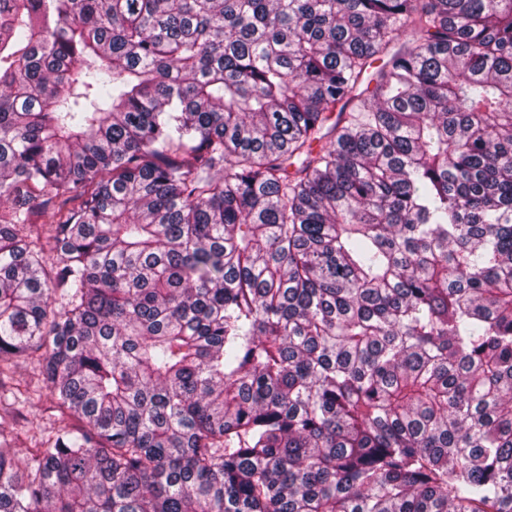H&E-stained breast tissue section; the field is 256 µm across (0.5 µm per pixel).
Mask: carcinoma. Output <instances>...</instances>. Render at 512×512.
I'll return each instance as SVG.
<instances>
[{
  "mask_svg": "<svg viewBox=\"0 0 512 512\" xmlns=\"http://www.w3.org/2000/svg\"><path fill=\"white\" fill-rule=\"evenodd\" d=\"M23 362L0 512H512V0H0ZM38 384L41 387V398H35L31 404L28 403L21 408L20 416L12 409L0 408V425L7 430L16 428L20 433L17 446L22 452L33 448L36 439L42 434H47L56 426L60 412L51 402V396L46 386L37 383V375L32 365H19L11 376L3 381L5 388L13 390L19 388L21 391L40 390L37 388Z\"/></svg>",
  "mask_w": 512,
  "mask_h": 512,
  "instance_id": "carcinoma-1",
  "label": "carcinoma"
}]
</instances>
